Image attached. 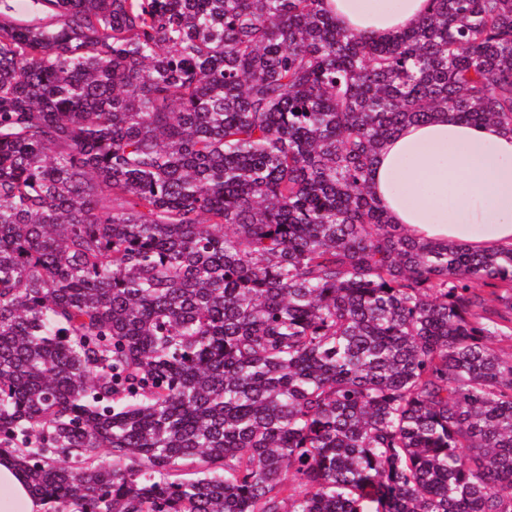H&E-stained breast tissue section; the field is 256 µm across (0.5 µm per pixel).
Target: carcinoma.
I'll list each match as a JSON object with an SVG mask.
<instances>
[{"mask_svg":"<svg viewBox=\"0 0 512 512\" xmlns=\"http://www.w3.org/2000/svg\"><path fill=\"white\" fill-rule=\"evenodd\" d=\"M323 2L0 0V455L45 512H512V247L369 187L440 110L512 132V0L386 43Z\"/></svg>","mask_w":512,"mask_h":512,"instance_id":"cac0c4a2","label":"carcinoma"}]
</instances>
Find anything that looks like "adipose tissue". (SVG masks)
<instances>
[{"label": "adipose tissue", "mask_w": 512, "mask_h": 512, "mask_svg": "<svg viewBox=\"0 0 512 512\" xmlns=\"http://www.w3.org/2000/svg\"><path fill=\"white\" fill-rule=\"evenodd\" d=\"M337 23L383 42L413 29L429 0H325ZM391 223L416 239L486 251L512 246V134L448 111L383 145L370 176ZM0 512H44L10 456L0 457Z\"/></svg>", "instance_id": "1"}]
</instances>
